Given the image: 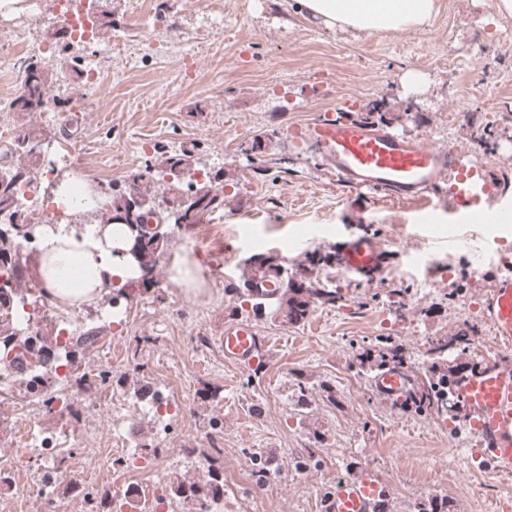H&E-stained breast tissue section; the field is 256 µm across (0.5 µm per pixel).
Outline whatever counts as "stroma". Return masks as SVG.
<instances>
[{"instance_id": "obj_1", "label": "stroma", "mask_w": 512, "mask_h": 512, "mask_svg": "<svg viewBox=\"0 0 512 512\" xmlns=\"http://www.w3.org/2000/svg\"><path fill=\"white\" fill-rule=\"evenodd\" d=\"M94 22L96 37L79 56L100 59L97 82L56 62L66 83L55 110L11 113L12 129L27 124L50 142L51 155L83 143L80 162L59 160L52 173L34 168L35 201L48 184L70 174L111 178L124 188L131 175L165 152L192 151L196 179L224 176V209L211 225L173 234L156 282L115 327L107 301L81 306L79 326L100 328L104 346L85 361L123 378L111 406L82 416L70 442L88 448L68 472L104 485L114 418L134 420L136 439H157L156 419L140 411L133 391L143 385L171 391L186 409L171 419L166 454L155 483L185 473L184 448H210L196 436L211 419L222 422L225 474L275 473L273 490L224 487V512H319L336 479L367 472L386 488L383 512H420L427 501L448 512H512V476L471 462L475 446L461 418L438 426L432 417L401 412L372 387L366 351L402 350L414 372L429 366L428 338L453 336L464 324L485 336L478 308L489 283L476 272L467 247L449 248L446 195L428 208L385 193L340 187L307 139L308 126L338 113L385 112L389 131L430 145L461 149L471 162L512 174V17L495 0H438L420 30L356 35L313 25L290 0H76ZM182 46L171 54V41ZM415 71L421 81L402 78ZM252 225L248 239L225 237L224 266L215 269L195 243L212 224ZM369 234L389 262L376 282L341 274L343 299L311 308L293 324L263 316L253 324L265 345L260 368L224 360L219 338L237 318L235 288L244 259L284 257L296 269L305 255L327 252L338 236ZM189 258L202 275L193 294L172 280L176 261ZM305 383L311 407L297 405ZM216 402L201 401L204 390ZM26 393H0V457L13 475L0 489V512H41L23 488L35 461L13 456L15 412ZM322 445L300 463L311 437Z\"/></svg>"}]
</instances>
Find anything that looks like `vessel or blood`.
I'll return each instance as SVG.
<instances>
[{
  "mask_svg": "<svg viewBox=\"0 0 512 512\" xmlns=\"http://www.w3.org/2000/svg\"><path fill=\"white\" fill-rule=\"evenodd\" d=\"M309 135L327 165L346 188L383 191L397 199H427L448 194V222L456 240H475L476 227L488 221L497 205L512 206V177L492 178L472 165L463 151L425 144L417 139L376 130L356 121L325 118L315 122ZM389 256L380 242L366 234L337 241L334 264L364 281L382 272ZM490 286L480 308L504 350L502 356L474 363L459 376L455 397L460 414L477 439L475 458L493 470L512 475V272L487 266ZM226 362L249 363L263 341L249 322L225 323L220 338ZM377 394L402 399L407 390L403 371L388 370L375 376ZM386 490L366 473L336 482L321 499L322 512H378Z\"/></svg>",
  "mask_w": 512,
  "mask_h": 512,
  "instance_id": "vessel-or-blood-1",
  "label": "vessel or blood"
}]
</instances>
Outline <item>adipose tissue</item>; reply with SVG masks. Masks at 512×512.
Wrapping results in <instances>:
<instances>
[{
  "instance_id": "1",
  "label": "adipose tissue",
  "mask_w": 512,
  "mask_h": 512,
  "mask_svg": "<svg viewBox=\"0 0 512 512\" xmlns=\"http://www.w3.org/2000/svg\"><path fill=\"white\" fill-rule=\"evenodd\" d=\"M303 18L328 29L355 32L423 28L436 0H295ZM41 272L57 302L92 305L110 287L137 277L129 238L113 235L112 225L89 223L82 231L65 224L46 228L37 242Z\"/></svg>"
}]
</instances>
